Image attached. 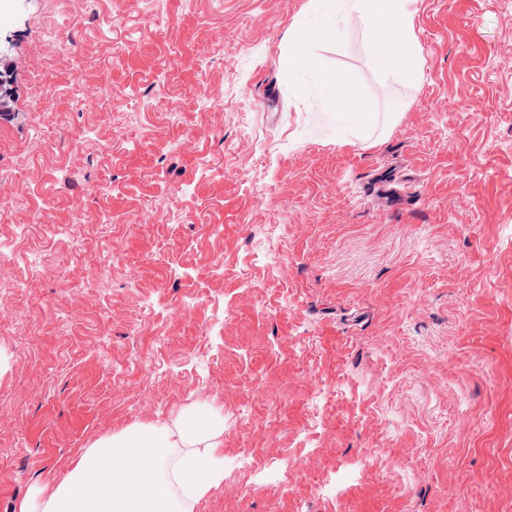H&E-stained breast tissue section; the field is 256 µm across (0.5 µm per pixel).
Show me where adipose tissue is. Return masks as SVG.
Masks as SVG:
<instances>
[{
	"mask_svg": "<svg viewBox=\"0 0 512 512\" xmlns=\"http://www.w3.org/2000/svg\"><path fill=\"white\" fill-rule=\"evenodd\" d=\"M410 0H310V15L326 24L310 26L298 18L295 38L283 47L290 70H316L320 59L299 51L297 39L335 41L343 32L331 24L336 11L358 14L371 41L374 60L384 82L419 83L422 57L410 23ZM331 112L362 124L370 101L342 78L323 82ZM221 430L209 414H181L172 424H135L99 439L72 463L65 480L50 493L35 492L17 512H194L196 504L224 480L213 458Z\"/></svg>",
	"mask_w": 512,
	"mask_h": 512,
	"instance_id": "adipose-tissue-1",
	"label": "adipose tissue"
}]
</instances>
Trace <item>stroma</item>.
Wrapping results in <instances>:
<instances>
[{
	"label": "stroma",
	"instance_id": "35a3bbf8",
	"mask_svg": "<svg viewBox=\"0 0 512 512\" xmlns=\"http://www.w3.org/2000/svg\"><path fill=\"white\" fill-rule=\"evenodd\" d=\"M410 9L385 85L355 17L289 77L309 0H0V512L192 411L195 512H512V0ZM321 91L325 95L329 111L347 117L360 126L371 113L370 101L359 89L346 80L336 77L323 82Z\"/></svg>",
	"mask_w": 512,
	"mask_h": 512
}]
</instances>
